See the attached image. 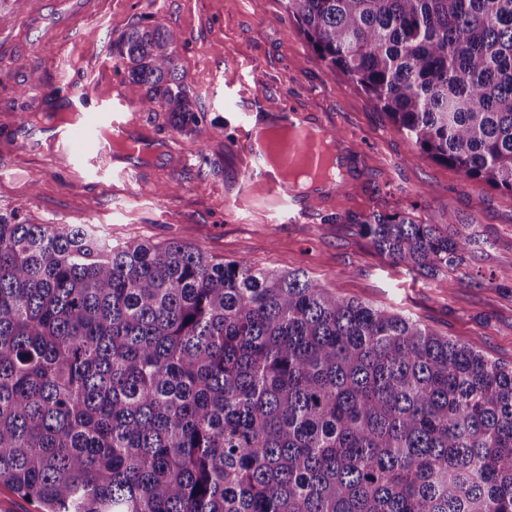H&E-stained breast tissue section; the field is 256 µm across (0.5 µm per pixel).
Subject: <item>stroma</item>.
Returning <instances> with one entry per match:
<instances>
[{"instance_id":"35a3bbf8","label":"stroma","mask_w":512,"mask_h":512,"mask_svg":"<svg viewBox=\"0 0 512 512\" xmlns=\"http://www.w3.org/2000/svg\"><path fill=\"white\" fill-rule=\"evenodd\" d=\"M155 22L178 36L184 82L223 134L177 133L166 113L138 110L130 99L112 46L134 25ZM74 101L137 116L139 137L157 144L153 155L128 174L92 164L93 144L76 143L78 160L51 159L42 145L68 133ZM253 107L315 114L355 144L362 169L344 197L330 204L311 196L304 220L259 188L239 205L245 176L237 155ZM373 212L469 225L477 244L452 272L451 290L374 251L350 221ZM0 214L301 269L338 295L418 318L512 366V284H484L512 269V194L422 154L344 73L330 74L283 0H0Z\"/></svg>"}]
</instances>
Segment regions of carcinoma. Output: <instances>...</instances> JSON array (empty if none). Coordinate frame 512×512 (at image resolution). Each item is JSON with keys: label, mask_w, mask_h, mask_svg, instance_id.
<instances>
[{"label": "carcinoma", "mask_w": 512, "mask_h": 512, "mask_svg": "<svg viewBox=\"0 0 512 512\" xmlns=\"http://www.w3.org/2000/svg\"><path fill=\"white\" fill-rule=\"evenodd\" d=\"M413 146L512 192V0H285ZM176 36L116 44L203 131ZM451 287L467 225L355 220ZM0 485L39 512H512V366L302 270L0 214Z\"/></svg>", "instance_id": "carcinoma-1"}]
</instances>
